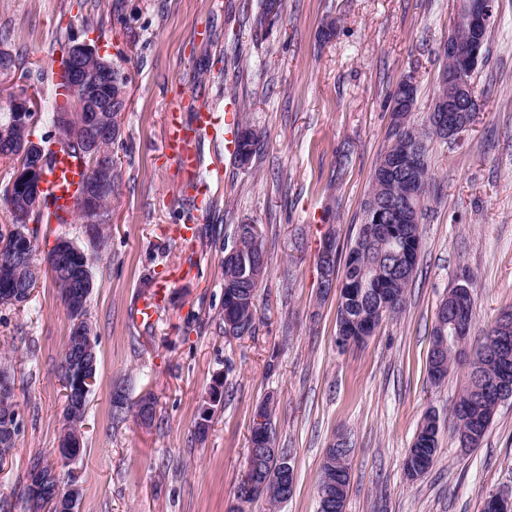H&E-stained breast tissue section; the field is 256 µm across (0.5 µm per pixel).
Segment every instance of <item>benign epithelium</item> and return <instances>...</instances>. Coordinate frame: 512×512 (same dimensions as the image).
Returning a JSON list of instances; mask_svg holds the SVG:
<instances>
[{"instance_id":"obj_1","label":"benign epithelium","mask_w":512,"mask_h":512,"mask_svg":"<svg viewBox=\"0 0 512 512\" xmlns=\"http://www.w3.org/2000/svg\"><path fill=\"white\" fill-rule=\"evenodd\" d=\"M496 0H459L457 22L443 49L455 63V67L439 75L441 89L448 90V98L440 99V111L443 115L435 120L433 129L448 132V139L459 137L458 128L471 126L477 112V96L474 84L465 77L471 72L482 56L484 48L483 32L494 19ZM67 76L70 89V104L56 114L55 129L57 137L75 146L90 161L89 177L79 201L82 223L89 225L92 236L99 235L100 209L97 202L105 194L112 193V162L102 158L98 144L113 134L112 99L101 96L100 82L103 71L112 68V62L104 58L87 41L73 40L66 53ZM44 147L33 141L21 151V164L13 180L19 181V187L9 188L8 197L13 208L26 213L37 211L42 203ZM335 245L330 242L320 256V275L323 283L333 279L329 259L333 257ZM79 250L66 238L56 242L52 254V264L60 274L67 277V298L71 311L72 361L68 365V375L73 387L76 404L84 402L86 394L95 384L96 373V336L92 323L81 315L85 306L86 293L83 287L68 279L71 262L78 260ZM471 298L466 289L456 298V309L448 315V320L440 323L441 329L456 339L464 331L463 312ZM253 429L258 433L261 455L278 458V473L275 478L266 479L256 465L247 463L242 479L261 497H272L286 487L294 472L292 461L288 457L278 456L277 449L270 444V426L263 412H255ZM81 436L61 433L56 448L57 456L64 463L76 461L82 453ZM55 481V474L45 473L39 468L32 469L27 475L29 512H41L42 498L49 484ZM81 493L76 481H71L63 493H56L59 512H76L77 501Z\"/></svg>"}]
</instances>
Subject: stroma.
Instances as JSON below:
<instances>
[{"instance_id": "35a3bbf8", "label": "stroma", "mask_w": 512, "mask_h": 512, "mask_svg": "<svg viewBox=\"0 0 512 512\" xmlns=\"http://www.w3.org/2000/svg\"><path fill=\"white\" fill-rule=\"evenodd\" d=\"M261 0H0V49L21 55L15 89L51 107L49 63L72 39L96 45L129 76L112 152L122 179L106 216L107 243L92 265L88 318L99 369L82 426L83 453L61 466L83 491L80 512H229L245 468L253 416L273 402L277 447L294 463L295 492L249 512H318L327 448H354L345 512H484L512 497V399L481 445L460 448L454 406L467 364L442 383L428 376L439 303L462 279L474 296L471 344L512 305V0L494 25L472 80L480 107L453 144L433 140L438 194L422 224L419 267L403 309L359 346L336 345V297L319 293L318 254L345 248L361 222L388 144L389 94L417 85L414 121L429 112L440 47L459 0H284L273 26L254 32ZM205 26L208 38L191 39ZM216 111L229 99L261 135L248 165L203 141L204 168L222 179L197 237L177 243L187 203L177 168L161 159L164 111L191 114L199 91ZM258 225L266 270L256 330L224 334V244ZM173 268L166 308L151 325L136 308ZM70 319L50 276L29 302L0 306V356L13 367L21 431L0 463V512H28L34 457L51 461L63 426L58 365ZM219 401H211L213 386ZM129 403L151 393L156 413L112 416L114 388ZM211 407L210 428L197 423ZM440 418L433 466L409 479L403 463L426 411Z\"/></svg>"}]
</instances>
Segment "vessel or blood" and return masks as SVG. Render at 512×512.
Listing matches in <instances>:
<instances>
[{
    "instance_id": "vessel-or-blood-1",
    "label": "vessel or blood",
    "mask_w": 512,
    "mask_h": 512,
    "mask_svg": "<svg viewBox=\"0 0 512 512\" xmlns=\"http://www.w3.org/2000/svg\"><path fill=\"white\" fill-rule=\"evenodd\" d=\"M236 126L237 114L229 106L219 114L209 104L199 103L189 121L184 119L177 107L167 110L165 134L160 146L161 157L178 167L183 185L196 200H203L211 192L209 183L198 177L199 141L205 137L223 139L225 151L234 153ZM86 173L84 163L77 158L62 153L55 157L44 183L45 217L50 223L66 224L71 221ZM167 288V281H160L152 293L142 300L137 313L139 322L150 324L157 320Z\"/></svg>"
}]
</instances>
